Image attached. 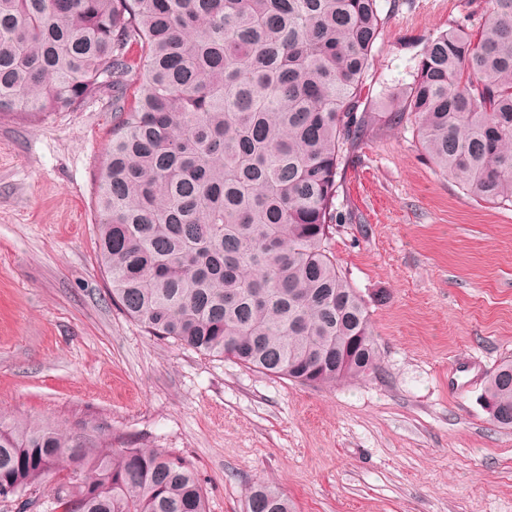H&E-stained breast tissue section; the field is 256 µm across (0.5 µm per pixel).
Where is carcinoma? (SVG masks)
I'll return each instance as SVG.
<instances>
[{
	"label": "carcinoma",
	"instance_id": "carcinoma-1",
	"mask_svg": "<svg viewBox=\"0 0 512 512\" xmlns=\"http://www.w3.org/2000/svg\"><path fill=\"white\" fill-rule=\"evenodd\" d=\"M476 32L429 37L394 119L467 197L512 203V0ZM382 27L379 0H0V114L72 112L101 89L116 121L97 188L112 303L149 334L310 386L382 355L329 233L342 150ZM138 51H133V48ZM139 97L126 105V77ZM512 429V360L484 388ZM52 488L60 512H208L181 456L0 415V499ZM246 512H292L257 483Z\"/></svg>",
	"mask_w": 512,
	"mask_h": 512
}]
</instances>
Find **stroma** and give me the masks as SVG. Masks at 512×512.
Here are the masks:
<instances>
[{"mask_svg": "<svg viewBox=\"0 0 512 512\" xmlns=\"http://www.w3.org/2000/svg\"><path fill=\"white\" fill-rule=\"evenodd\" d=\"M345 150L336 264L369 311L380 375L303 385L147 334L113 307L95 198L112 135L101 95L74 112L0 115V414L72 427L189 461L209 512H245L249 485L294 512H512V429L487 378L512 359V205L478 203L422 153L391 93L425 40L479 27L486 0H379Z\"/></svg>", "mask_w": 512, "mask_h": 512, "instance_id": "obj_1", "label": "stroma"}]
</instances>
